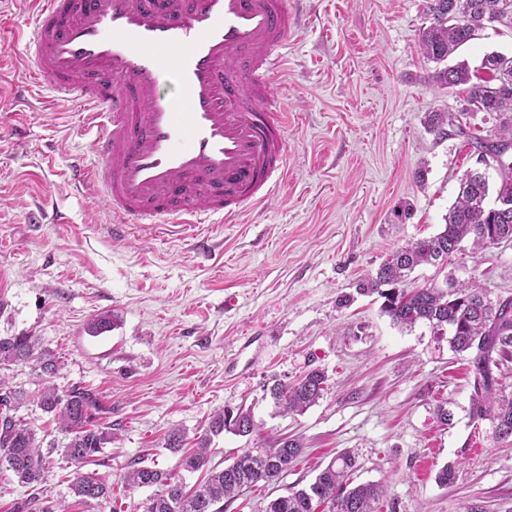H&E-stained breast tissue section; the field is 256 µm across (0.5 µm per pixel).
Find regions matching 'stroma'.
<instances>
[{"mask_svg": "<svg viewBox=\"0 0 512 512\" xmlns=\"http://www.w3.org/2000/svg\"><path fill=\"white\" fill-rule=\"evenodd\" d=\"M288 7L304 28L270 77L288 114V171L275 194L236 224L116 237L102 203L69 177L88 152L81 102L19 101L31 64L14 34L32 14L22 0H0V336L40 337L62 363L59 385L95 392L112 425L111 443L81 469L107 478L111 498L76 503L78 469L58 454L46 491L71 512H141L151 490L125 488L129 463L193 486L197 474L165 449L166 436L194 444L214 412L242 406L259 436L215 437L212 464L286 435L304 450L276 484L243 492L224 512H263L344 451L357 458L353 483L384 486L380 512H512V440L473 417L468 358L428 326L394 325L377 296L355 292L389 251L439 232L475 165L463 138L424 124L426 113L463 105L420 52L425 0ZM490 53L512 56V26L483 29L454 59L476 70ZM449 277L478 279L493 301L512 302V243L465 246L444 268L418 267L410 285ZM100 315L112 327L90 335ZM313 369L327 376L323 398L301 414L276 411L264 384ZM447 464L456 477L443 486L436 475Z\"/></svg>", "mask_w": 512, "mask_h": 512, "instance_id": "1", "label": "stroma"}]
</instances>
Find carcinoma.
Masks as SVG:
<instances>
[{
    "instance_id": "cac0c4a2",
    "label": "carcinoma",
    "mask_w": 512,
    "mask_h": 512,
    "mask_svg": "<svg viewBox=\"0 0 512 512\" xmlns=\"http://www.w3.org/2000/svg\"><path fill=\"white\" fill-rule=\"evenodd\" d=\"M427 8L431 22L421 33V53L439 65L435 80L448 88H459L466 103L458 113H428L427 127L439 136L465 138L475 149L477 164L497 163L500 182L496 198L512 201V161L503 158L506 151L512 152V57L499 53L484 56L481 68L489 75L485 80L473 79L465 63L446 65L448 58L474 39L490 20L512 25V0H427ZM479 112L498 122L488 138L470 133V119ZM489 196L486 175L478 168L468 171L442 230L392 250L375 274L358 283L356 292L382 298V312L398 326L412 329L422 323L438 336L450 334L453 351L471 355L475 371L473 416L490 421L495 437L507 440L512 437V393L503 390L493 367L498 364L495 356L505 357L512 352V302L495 305L488 290L474 280L445 288L432 284L405 287L417 267L429 264L441 268L450 263L467 239L481 248L512 242V208L498 209L488 202ZM13 366H25L35 375L40 386L38 406L54 417L61 434L59 442L38 439L29 424L14 415L24 404L26 392L8 386L0 376V455L20 481L32 489L15 512H63L59 502L43 488L51 456L60 450L68 462L80 467L112 442V427L94 423L98 399L92 392L74 385L64 389L52 381L62 364L39 338L27 334L0 336V371ZM326 382L325 373L313 369L290 384L274 378L266 391L280 412L301 413L323 396ZM259 429L249 409L240 407L235 412L226 409L214 414L197 449L181 459L187 472L207 471L205 480L191 493L185 491L175 474L155 465L142 466L138 461L133 462L122 481L130 488L154 489L143 502V512H224V503L244 491L277 482L302 454L300 439L283 437L269 446L243 449L221 469L208 467L211 438L225 432L247 437ZM355 468V456L343 452L308 486L270 501L265 512H317L323 505L327 512H376L384 488L373 483L349 487V472ZM109 490L110 486L94 474H80L71 485L73 495L84 505L107 498Z\"/></svg>"
}]
</instances>
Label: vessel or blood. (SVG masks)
Returning a JSON list of instances; mask_svg holds the SVG:
<instances>
[{"label":"vessel or blood","instance_id":"obj_1","mask_svg":"<svg viewBox=\"0 0 512 512\" xmlns=\"http://www.w3.org/2000/svg\"><path fill=\"white\" fill-rule=\"evenodd\" d=\"M21 33L54 96L78 93L89 163L70 178L130 225L234 224L286 166L269 76L300 27L288 0H28Z\"/></svg>","mask_w":512,"mask_h":512}]
</instances>
